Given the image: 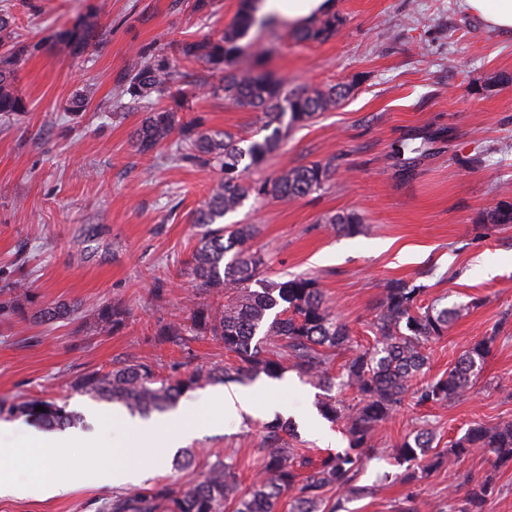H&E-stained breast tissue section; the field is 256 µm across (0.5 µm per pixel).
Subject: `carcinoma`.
Returning a JSON list of instances; mask_svg holds the SVG:
<instances>
[{"label": "carcinoma", "instance_id": "cac0c4a2", "mask_svg": "<svg viewBox=\"0 0 512 512\" xmlns=\"http://www.w3.org/2000/svg\"><path fill=\"white\" fill-rule=\"evenodd\" d=\"M255 0H240L232 21L217 36L206 34L194 41L167 49L156 44L141 46L135 66L116 80L118 99L134 104L152 103V98L168 97L174 108H153L146 113L133 134V146L149 152L177 135L175 160L198 168H216L221 178L206 202L193 214L200 229L198 244L187 262L193 286L222 299L219 307L195 303L186 317L156 332L159 343L185 347L200 337L210 336L236 360L230 367L164 376L160 367L131 357L108 371L85 372L69 382L70 388L92 398L118 403L130 415L148 417L164 413L187 393L211 383L245 384L264 375L278 380L295 370L300 377L322 390L317 399L319 415L344 430L348 445L342 451H327L316 463L301 458L298 449L288 446L294 423L275 419L263 426V456L251 487L240 489L233 456L216 458L203 478L187 487L157 482L131 494H118L102 512H224L228 503L233 512H279L285 494L289 512H348L347 504L370 493L359 484L362 461L375 455L374 435L379 426L393 418L409 397L417 407L445 405L461 398L480 373L496 341L485 336L473 343L448 368V374L420 379L428 362L427 349L443 337L461 315L462 307L442 306L435 300L423 304L427 288L404 279H390L372 308L371 331L374 343L362 347L354 343L349 325L329 306L318 277L299 274L287 280L269 276L268 262L253 247L258 229L253 224L218 225L245 200L263 201L304 198L325 188L336 170L334 161L309 162L284 169L262 180L249 173L265 165L288 132L309 123L336 107L351 90L347 85L290 88L263 72L241 66L250 48L243 43L255 26ZM336 16H325L297 28L302 41H324L336 30ZM98 23L86 17L56 36L57 43L73 57L88 55L96 47ZM40 51L38 43H14L0 54V115L26 111L25 100L14 86V61ZM207 67L202 85L208 94L228 106L261 111L260 140L247 148L239 146L237 135L204 128L200 116L179 123L177 109L183 93L173 91L182 77L183 61ZM492 225L512 224V204H499L483 215ZM347 235L365 232L363 220L355 212L338 213L324 219ZM92 316L98 332L109 334L123 328L129 310L112 302L86 307L82 302L43 305L25 276L6 278L0 285V318L31 319L36 323L59 320L83 325ZM344 355L338 371H333L336 354ZM46 411H38L36 407ZM25 416L44 428L62 429L77 421L67 411V403L42 399H0V417ZM482 454L494 465L512 462V421L496 426L473 425L447 448L433 446V434L420 431L394 446L395 474L411 485L421 478L420 463L453 465L459 458ZM463 504L458 512H486L497 492L491 475L467 476ZM339 495L327 505L326 491Z\"/></svg>", "mask_w": 512, "mask_h": 512}]
</instances>
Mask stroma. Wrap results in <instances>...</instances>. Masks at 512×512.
Returning <instances> with one entry per match:
<instances>
[{
	"label": "stroma",
	"mask_w": 512,
	"mask_h": 512,
	"mask_svg": "<svg viewBox=\"0 0 512 512\" xmlns=\"http://www.w3.org/2000/svg\"><path fill=\"white\" fill-rule=\"evenodd\" d=\"M341 19L323 43L301 42L288 26L253 28L262 51L243 64L259 66L289 87L346 84L336 108L292 129L254 178L339 157L328 187L296 200H246L226 223L256 225L257 247L268 253L273 277L312 273L329 304L371 339V308L385 281L402 278L428 288V299L463 305L446 336L432 344L428 376L447 371L474 340L496 342L471 388L444 406L419 410L405 403L375 433L377 458L365 461L360 482L370 495L348 512H398L414 491L422 512H451L449 491L466 474H494L500 492L490 512H512V466L493 469L482 455L441 467L406 488L390 463L393 445L426 428L446 447L472 423L512 420V224L492 226L484 212L512 203V37L468 15L461 0H334ZM192 0H26L13 7V38L42 49L15 66V88L27 103L15 120L0 119V278L24 258L28 281L43 303L119 302L125 327L102 335L75 332L65 321L0 323V398L67 401L99 432L112 431L111 403L70 391L66 382L109 370L135 356L179 375L224 365L222 345L202 338L181 348L158 344L154 333L184 316L194 290L181 276L197 241L192 215L217 175L173 162L175 140L141 153L132 146L145 105L113 111L117 77L136 61V48L154 39L191 41L223 30L239 0H215L210 15ZM93 11L102 29L97 51L75 59L55 48V34ZM191 116L207 128L254 139L262 115L228 107L201 87L182 83ZM93 96L86 111H69L77 92ZM355 211L365 234L347 235L325 217ZM494 267L486 276V267ZM163 298H156L157 286ZM284 387L258 393L256 407L277 399L298 410L314 407L317 390L285 373ZM267 415L244 416L223 428L201 427L189 446L193 468L159 458L154 476L179 485L201 479L216 454H232L242 485L255 478ZM302 455L340 451L347 441L323 419L296 427ZM67 494L0 498V512H100L113 489L89 476L73 477Z\"/></svg>",
	"instance_id": "1"
}]
</instances>
